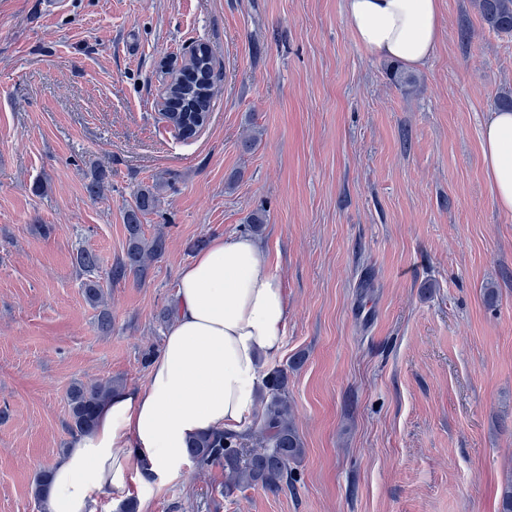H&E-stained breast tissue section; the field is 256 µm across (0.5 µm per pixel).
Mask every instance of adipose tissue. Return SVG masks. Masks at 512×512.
<instances>
[{
	"label": "adipose tissue",
	"mask_w": 512,
	"mask_h": 512,
	"mask_svg": "<svg viewBox=\"0 0 512 512\" xmlns=\"http://www.w3.org/2000/svg\"><path fill=\"white\" fill-rule=\"evenodd\" d=\"M357 45L422 66L442 33L439 0H346ZM497 206L512 212V112H492L481 139ZM288 298L256 239L217 237L184 265L170 327L143 385L109 396L92 432L52 469L46 512H99L102 495L140 494L143 473L181 478L201 433L251 425L265 361L283 349Z\"/></svg>",
	"instance_id": "adipose-tissue-1"
}]
</instances>
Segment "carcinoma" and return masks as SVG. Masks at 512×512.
<instances>
[{
	"mask_svg": "<svg viewBox=\"0 0 512 512\" xmlns=\"http://www.w3.org/2000/svg\"><path fill=\"white\" fill-rule=\"evenodd\" d=\"M480 18L489 31L497 35L512 36V0H477ZM218 75L211 49L204 43L193 46L187 64L172 77L166 87L164 116L181 131L192 128L189 137L207 123L211 100ZM154 189L138 191L134 205L124 215L128 232L125 259L111 267L109 277L120 280L127 274L146 273L150 263L165 251L166 242L161 236L144 237L142 218L157 207ZM87 301L94 305L103 303V291L97 281L83 283ZM117 386L112 381L73 384L67 392L70 434L90 433L96 422L100 404ZM268 397L261 413L245 433L212 432L200 435L189 449V456L199 472L212 467L224 470V485L219 490L223 497L237 491L261 487L279 491L288 485L291 464L298 462L304 447L295 423L288 398V372L275 369L267 378ZM51 469L40 470L34 479L32 493L38 506H43L49 486Z\"/></svg>",
	"mask_w": 512,
	"mask_h": 512,
	"instance_id": "cac0c4a2",
	"label": "carcinoma"
}]
</instances>
